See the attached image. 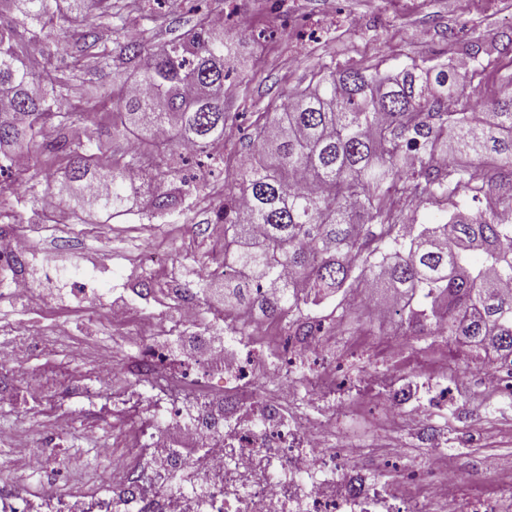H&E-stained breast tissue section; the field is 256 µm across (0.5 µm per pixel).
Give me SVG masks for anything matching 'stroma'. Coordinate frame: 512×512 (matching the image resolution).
<instances>
[{"instance_id": "1", "label": "stroma", "mask_w": 512, "mask_h": 512, "mask_svg": "<svg viewBox=\"0 0 512 512\" xmlns=\"http://www.w3.org/2000/svg\"><path fill=\"white\" fill-rule=\"evenodd\" d=\"M112 16L99 21V38L74 35L60 23L61 47L46 63L67 81L65 107L73 117L66 131L99 161L121 160L129 142L112 139V105L106 99L114 72L129 75L133 65L98 57L129 35L149 45L180 38L207 16L224 18V36L236 46L233 93L225 101L237 120L214 151L215 163L198 169L200 187L183 211L148 218L138 213L108 220L101 212L58 205L44 209L47 188H59L72 158L50 149L58 129L48 125L39 138L28 173L0 168V184L24 181L25 191L0 196V234L25 235L27 260L0 266V350L18 345L30 324L42 334L29 345L21 366L0 369V478L25 486L49 484L63 492L75 469L94 476L111 468L123 451L130 421L102 405L94 377L99 356L111 355L120 375L113 393L140 390L125 374L147 344L137 322L173 315L174 290L196 296L204 318L219 314L215 330L226 348L238 340L234 310L197 293L196 269L211 262L224 243V227L212 212L224 194V170L235 167L249 141L257 112L287 102L294 89L311 84L320 69L360 68L389 73L412 62L454 65L469 59L474 98L490 104L512 88V54L501 44L512 38V0H110ZM29 288L9 295L14 280ZM125 305L133 323L116 326L107 316L111 302ZM281 321L269 324L262 360L268 371L289 368L296 384L285 395L289 419L313 422L326 432L325 446L336 457V474L365 471L383 487L429 470L430 450L410 418L377 408L387 377L406 383L413 402L427 406L428 424L461 475L455 493L460 512H476V499L512 506V389L491 392L476 382L489 352L472 353L463 344L409 326L404 318L380 321L368 309L352 311L335 337L321 338L308 366L287 367L278 352ZM41 391H33V383ZM335 394L318 399V384ZM64 423L48 452L53 482L30 473L14 454L16 436L41 448L43 425ZM363 448L356 461L346 443Z\"/></svg>"}]
</instances>
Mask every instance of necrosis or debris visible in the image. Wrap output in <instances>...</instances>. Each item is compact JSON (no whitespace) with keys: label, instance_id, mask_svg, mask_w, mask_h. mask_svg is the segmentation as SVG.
<instances>
[{"label":"necrosis or debris","instance_id":"4bbe7bcc","mask_svg":"<svg viewBox=\"0 0 512 512\" xmlns=\"http://www.w3.org/2000/svg\"><path fill=\"white\" fill-rule=\"evenodd\" d=\"M157 342L138 372L155 394L162 424L129 441L111 476H74L68 493L1 484L0 512H416L405 491L383 489L354 470L337 477L318 427L289 425L278 401H259L253 349L225 361L224 386L216 391L209 359L181 355L174 374L166 369L165 337ZM256 410L261 427H242L241 418ZM179 430L197 437L199 453L172 446Z\"/></svg>","mask_w":512,"mask_h":512}]
</instances>
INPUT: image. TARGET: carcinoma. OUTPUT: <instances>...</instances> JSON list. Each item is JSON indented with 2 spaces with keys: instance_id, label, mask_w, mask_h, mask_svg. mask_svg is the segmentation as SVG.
<instances>
[{
  "instance_id": "1",
  "label": "carcinoma",
  "mask_w": 512,
  "mask_h": 512,
  "mask_svg": "<svg viewBox=\"0 0 512 512\" xmlns=\"http://www.w3.org/2000/svg\"><path fill=\"white\" fill-rule=\"evenodd\" d=\"M101 2L0 0V148L28 153L48 121L67 127L65 83L40 69L37 53L61 14L96 36ZM232 54L207 17L171 43L120 44V55L140 62L141 92H129L128 81L112 91V137L139 130L169 152L157 160L135 146L129 161L103 168L84 143L57 142L73 157L68 201L112 218L138 195L152 218L181 207L192 194L172 176L183 150L207 155L226 134ZM468 76L416 62L393 79L323 70L293 102L258 113L251 163L235 168L211 220L224 225V295L266 318L296 312L288 335L312 336L325 318L346 315L348 296L369 282L392 289L396 314L512 362V223L499 219L512 209V91L475 114ZM450 98L454 112L444 109ZM135 168L138 184L128 177ZM461 195L487 205L470 213L457 206ZM407 199L418 208L445 201L452 211L407 224L399 206ZM331 297L340 301L327 316L303 314Z\"/></svg>"
}]
</instances>
